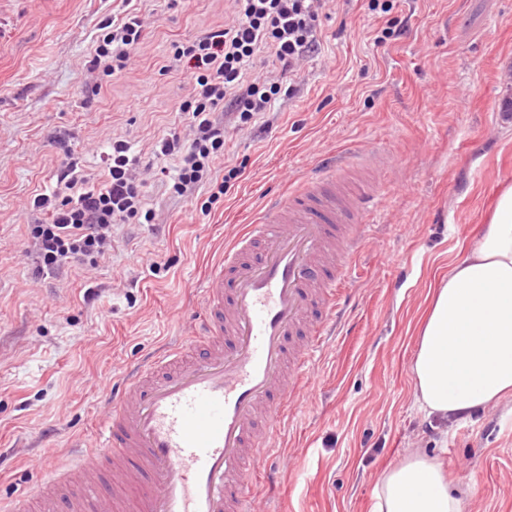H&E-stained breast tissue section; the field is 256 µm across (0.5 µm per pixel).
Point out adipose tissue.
Masks as SVG:
<instances>
[{
  "mask_svg": "<svg viewBox=\"0 0 512 512\" xmlns=\"http://www.w3.org/2000/svg\"><path fill=\"white\" fill-rule=\"evenodd\" d=\"M411 373L431 416L512 404V185L436 289ZM460 503L443 464L414 450L380 475L373 512H461Z\"/></svg>",
  "mask_w": 512,
  "mask_h": 512,
  "instance_id": "obj_1",
  "label": "adipose tissue"
}]
</instances>
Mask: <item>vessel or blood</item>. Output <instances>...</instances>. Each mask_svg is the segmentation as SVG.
I'll return each instance as SVG.
<instances>
[{"label":"vessel or blood","instance_id":"vessel-or-blood-1","mask_svg":"<svg viewBox=\"0 0 512 512\" xmlns=\"http://www.w3.org/2000/svg\"><path fill=\"white\" fill-rule=\"evenodd\" d=\"M386 157L329 162L260 207L203 280L198 327L113 381L95 444L49 472L59 512H258L245 476L286 433L288 403L351 302L352 256L384 191L350 177ZM106 472L138 486L135 510Z\"/></svg>","mask_w":512,"mask_h":512}]
</instances>
